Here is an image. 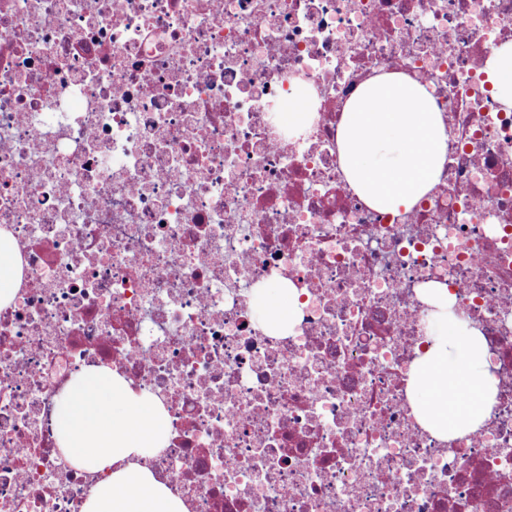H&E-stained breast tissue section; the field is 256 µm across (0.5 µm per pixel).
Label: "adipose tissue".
Here are the masks:
<instances>
[{
  "instance_id": "ef3b65f1",
  "label": "adipose tissue",
  "mask_w": 512,
  "mask_h": 512,
  "mask_svg": "<svg viewBox=\"0 0 512 512\" xmlns=\"http://www.w3.org/2000/svg\"><path fill=\"white\" fill-rule=\"evenodd\" d=\"M436 301V339L414 370L412 399L434 430L464 434L484 418L494 387L480 338L449 312L446 295ZM166 432L159 404L109 369L77 374L56 401L57 446L72 464L108 474L83 512H185L182 501L141 463Z\"/></svg>"
}]
</instances>
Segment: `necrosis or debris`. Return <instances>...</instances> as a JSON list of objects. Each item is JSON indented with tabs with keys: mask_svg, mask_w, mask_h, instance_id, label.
Instances as JSON below:
<instances>
[{
	"mask_svg": "<svg viewBox=\"0 0 512 512\" xmlns=\"http://www.w3.org/2000/svg\"><path fill=\"white\" fill-rule=\"evenodd\" d=\"M512 0H0V512H83L55 403L106 367L158 400L187 512H512ZM401 74L448 147L409 212L349 186L341 114ZM306 87L304 130L278 123ZM295 288L290 325L258 292ZM495 399L448 440L409 381L433 289ZM490 75L499 100L512 105V44H505L493 52ZM16 257L7 250H0V301L11 299L16 290Z\"/></svg>",
	"mask_w": 512,
	"mask_h": 512,
	"instance_id": "4bbe7bcc",
	"label": "necrosis or debris"
}]
</instances>
